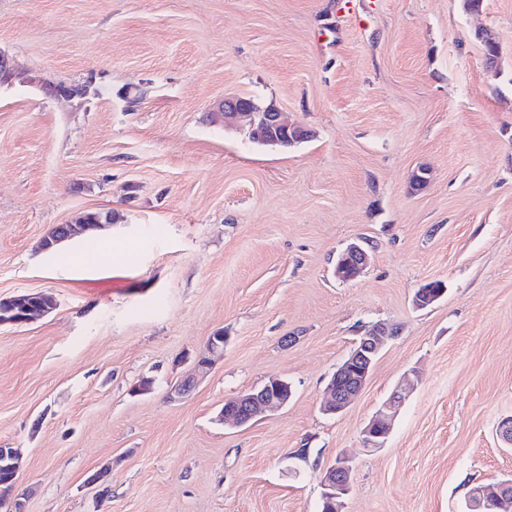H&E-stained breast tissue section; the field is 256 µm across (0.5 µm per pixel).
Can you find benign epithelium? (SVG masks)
I'll return each instance as SVG.
<instances>
[{"instance_id": "7a95c632", "label": "benign epithelium", "mask_w": 512, "mask_h": 512, "mask_svg": "<svg viewBox=\"0 0 512 512\" xmlns=\"http://www.w3.org/2000/svg\"><path fill=\"white\" fill-rule=\"evenodd\" d=\"M16 66L13 58L0 49V83L5 84L15 77ZM213 116L224 127L235 126L245 118L249 122L250 131L264 130L262 142L270 147L281 145L282 135H293L296 138H309L311 131L299 126L288 124L282 112L272 102L263 107L256 105L245 97H229L216 106ZM96 228V225L82 219L79 226L61 224L55 237L42 240L41 246L49 250L55 244L75 234ZM369 262V251L362 242L350 243L339 255L336 277L351 281L357 278ZM446 291V288L435 289L431 283L425 284L414 296L413 304L418 309L432 305ZM34 295H20L12 298L13 307L7 313H0V325L28 323L51 309L44 302L33 304ZM398 335L397 328L380 323L365 335L356 339L347 357L337 366L332 379L327 385V396L321 402V410L328 415H338L347 410L364 389L377 357L387 343ZM226 336L220 331L211 336L207 347L194 364V373L171 386L168 398L179 401L188 396L196 388L198 381L206 376L215 363L224 357ZM292 397L291 385L288 381L271 377L259 387L242 393L234 400L224 404L221 420L235 427L244 426L258 415L285 406ZM404 400L402 392L397 390L376 412L362 430L364 447L377 450L383 447L384 439L391 433L392 423L396 418ZM0 460L5 462L4 471L0 476L7 482H17L22 467V458L15 448H0ZM353 465L347 456H339L336 462L323 472V500L330 506V512H342L343 497L351 489ZM512 501V479L501 481L493 479L474 486L468 493L469 506L483 508L488 506L499 509L505 501Z\"/></svg>"}]
</instances>
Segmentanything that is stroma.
I'll list each match as a JSON object with an SVG mask.
<instances>
[{"mask_svg": "<svg viewBox=\"0 0 512 512\" xmlns=\"http://www.w3.org/2000/svg\"><path fill=\"white\" fill-rule=\"evenodd\" d=\"M340 2L0 0L18 64L0 84V299L56 301L0 325V446L23 455L25 512H320L340 455L344 512H466L472 485L512 476V0ZM34 76L87 93L58 100ZM233 95L313 138L270 149L213 123ZM86 211L115 219L40 249ZM358 239L370 263L341 281ZM434 280L446 294L415 309ZM381 322L398 336L324 414ZM218 331L223 360L169 401ZM410 372L367 450L362 428ZM271 376L288 405L223 425L225 401ZM105 466L103 494L89 479ZM369 262V251L362 242L350 243L339 255L335 269L336 277L351 281L357 278ZM397 335L396 327L380 323L358 336L327 385V396L321 402L325 414L338 415L350 407L367 384L380 352ZM353 465L347 456H338L336 462L327 467L323 472L322 485L324 487L323 500L330 511L342 512L343 497L346 496L351 489Z\"/></svg>", "mask_w": 512, "mask_h": 512, "instance_id": "obj_1", "label": "stroma"}]
</instances>
